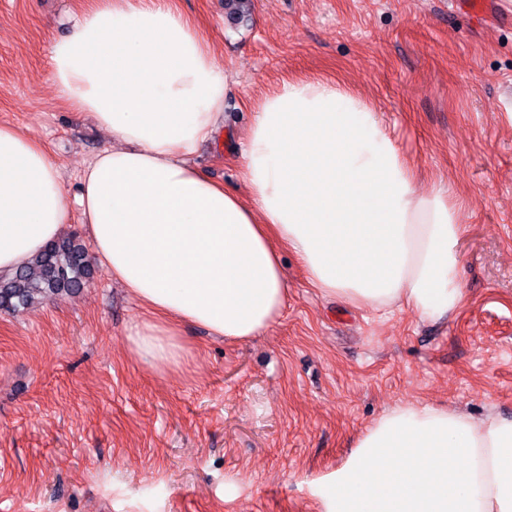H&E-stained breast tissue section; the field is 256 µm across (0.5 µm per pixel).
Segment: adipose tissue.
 Here are the masks:
<instances>
[{
    "instance_id": "adipose-tissue-1",
    "label": "adipose tissue",
    "mask_w": 512,
    "mask_h": 512,
    "mask_svg": "<svg viewBox=\"0 0 512 512\" xmlns=\"http://www.w3.org/2000/svg\"><path fill=\"white\" fill-rule=\"evenodd\" d=\"M49 81L112 136L78 205L95 260L150 315L130 336L139 356L180 366L186 324L231 340L269 328L288 296L282 245L326 296L428 321L463 304L459 206L417 188L360 97L320 79L266 95L242 149L244 200L192 163L229 79L173 0H93L52 44ZM70 221L57 162L0 126V274ZM311 492L323 512H512V419L394 407Z\"/></svg>"
}]
</instances>
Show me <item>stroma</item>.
I'll return each mask as SVG.
<instances>
[{
  "label": "stroma",
  "mask_w": 512,
  "mask_h": 512,
  "mask_svg": "<svg viewBox=\"0 0 512 512\" xmlns=\"http://www.w3.org/2000/svg\"><path fill=\"white\" fill-rule=\"evenodd\" d=\"M89 0H0V125L61 166L68 203L112 142L48 80ZM229 70L224 125L195 165L247 197L251 113L287 79L336 82L377 113L426 191L463 202L465 300L436 322L322 295L287 247L288 303L245 341L182 328L181 367L129 336L143 307L103 267L76 294L0 313V512H322L311 481L406 404L512 418V27L448 0H175Z\"/></svg>",
  "instance_id": "35a3bbf8"
}]
</instances>
